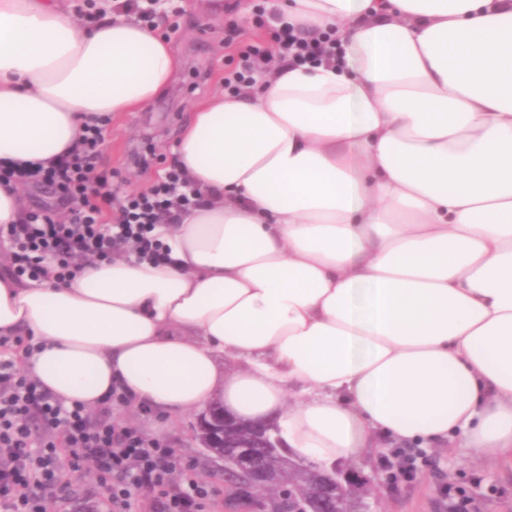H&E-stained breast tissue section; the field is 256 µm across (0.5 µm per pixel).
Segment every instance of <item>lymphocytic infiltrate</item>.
<instances>
[{
	"mask_svg": "<svg viewBox=\"0 0 512 512\" xmlns=\"http://www.w3.org/2000/svg\"><path fill=\"white\" fill-rule=\"evenodd\" d=\"M273 41L279 58L292 67L335 57L331 37L303 39L285 23L274 30ZM268 57L256 45L241 49L237 67L224 79L225 92L253 84ZM101 137V126H86L76 151L47 167L0 164L1 182L40 185L51 191L54 207L72 212L67 224L44 211L0 227V239L11 246L13 278L37 280L52 274L63 284L84 262L109 259L120 249L141 260L169 261L170 252L154 230L176 223L182 210L201 204V191L175 166L148 191L116 204L111 181L96 171ZM32 350V345H19L0 360V512H46L63 453L74 462L92 463L96 479H111L112 512H208L210 488L179 471L174 448L112 420L113 406L128 401L120 386H113L98 418L90 419L84 406L66 405L25 371L24 360ZM144 488L152 497L137 502Z\"/></svg>",
	"mask_w": 512,
	"mask_h": 512,
	"instance_id": "obj_1",
	"label": "lymphocytic infiltrate"
}]
</instances>
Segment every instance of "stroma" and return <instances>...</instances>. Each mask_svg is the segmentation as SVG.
<instances>
[{"label":"stroma","instance_id":"obj_1","mask_svg":"<svg viewBox=\"0 0 512 512\" xmlns=\"http://www.w3.org/2000/svg\"><path fill=\"white\" fill-rule=\"evenodd\" d=\"M160 9L166 16L162 31L181 61L180 70L173 85L150 107L112 119L100 147L99 169L111 175L124 195L146 190L151 177L172 165L181 127L198 100L223 87L225 74L239 62V48L273 46L267 18H240L216 8L215 0H163ZM137 154L152 160L151 175H144L134 163ZM197 420V413H185L165 426L160 437L213 490L212 512H244L224 487L223 462L199 447L194 437ZM399 466L388 449L373 452L358 466L380 487L378 512H444L439 490L447 485L467 489L473 512H512L511 459H475L457 439L425 450L411 478L397 477Z\"/></svg>","mask_w":512,"mask_h":512}]
</instances>
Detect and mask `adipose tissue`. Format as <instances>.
<instances>
[{"instance_id": "ef3b65f1", "label": "adipose tissue", "mask_w": 512, "mask_h": 512, "mask_svg": "<svg viewBox=\"0 0 512 512\" xmlns=\"http://www.w3.org/2000/svg\"><path fill=\"white\" fill-rule=\"evenodd\" d=\"M334 60H273L177 141L204 203L69 284L0 277L26 371L97 407L219 401L328 467L462 437L512 457V0H283ZM179 59L123 0H0V161L53 162L153 103Z\"/></svg>"}]
</instances>
